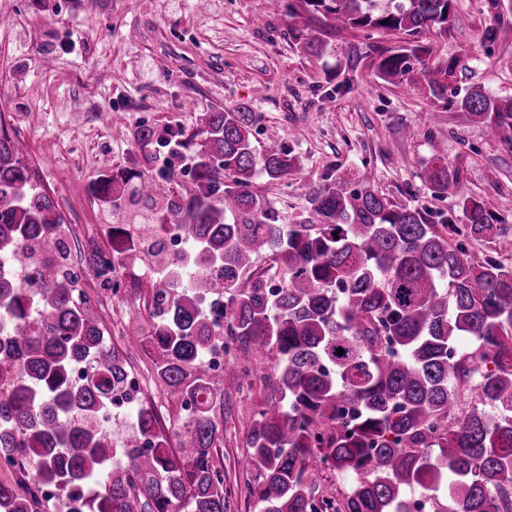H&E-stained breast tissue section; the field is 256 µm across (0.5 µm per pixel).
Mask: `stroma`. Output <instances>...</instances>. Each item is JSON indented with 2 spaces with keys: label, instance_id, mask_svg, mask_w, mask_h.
<instances>
[{
  "label": "stroma",
  "instance_id": "35a3bbf8",
  "mask_svg": "<svg viewBox=\"0 0 512 512\" xmlns=\"http://www.w3.org/2000/svg\"><path fill=\"white\" fill-rule=\"evenodd\" d=\"M288 0H0V114L25 130L26 160L60 203L71 235L109 244L114 224H149L144 205L121 199L102 205L89 184L141 152L131 133L190 124L192 113L250 105L262 120L255 145L274 138L291 147L300 165L287 179L257 177L252 185L296 224L313 220L303 181L319 185L340 173L371 174L375 187L397 204L427 207L433 222L454 213L424 184L420 172L434 144L445 146L470 193L512 225V148L469 121L426 83H395L375 74L377 51L396 46L381 32L354 31L338 53L316 59L288 35ZM457 22L433 44L434 58L456 59L449 92L482 86L512 96V40L483 42L487 28L512 25V0L492 11L487 0H457ZM105 327L123 330L118 346L147 381L160 407V427L172 433L180 402L156 378L155 357L140 339L149 333L142 295H104ZM224 392V445L214 458L236 493L229 512H255L239 459L262 398L216 379Z\"/></svg>",
  "mask_w": 512,
  "mask_h": 512
}]
</instances>
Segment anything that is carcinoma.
I'll return each mask as SVG.
<instances>
[{"instance_id": "cac0c4a2", "label": "carcinoma", "mask_w": 512, "mask_h": 512, "mask_svg": "<svg viewBox=\"0 0 512 512\" xmlns=\"http://www.w3.org/2000/svg\"><path fill=\"white\" fill-rule=\"evenodd\" d=\"M457 21L455 0H294L288 34L320 58L353 31L401 36L377 51L387 82L421 74L448 94L453 61L422 41ZM470 121L512 146V97L474 86L455 101ZM261 115L246 104L194 113L191 126H139L144 162L154 141L173 158L190 153L192 181L175 164L155 176L131 169L93 182L102 203L138 179L131 199L186 243L168 252L148 234L94 243L75 265L58 201L32 180L24 143L0 133V459L17 473L0 483V512H46L38 480L55 482L68 509L56 512H227L224 472L213 463L224 436V392L205 364L219 332L206 308L224 296V339L234 353L224 378L267 391L245 434L242 472L257 512H406L405 488L436 500L437 512H512V253L503 219L469 195L444 150L422 176L465 219L435 224L423 208L398 206L364 175L309 186L317 224H283L251 189L263 175L285 179L299 165L272 140L261 149ZM494 245L475 256L470 241ZM160 274L145 281L157 376L192 415L178 420L177 449L158 416L137 406L133 435L109 432L112 390L127 361L107 341L100 300L79 294L93 274L114 292L112 271L135 256ZM474 344L463 347L460 338ZM343 349L337 354V349ZM273 362L258 375L252 362ZM475 394L461 406L464 392ZM355 482L322 494L324 474Z\"/></svg>"}]
</instances>
